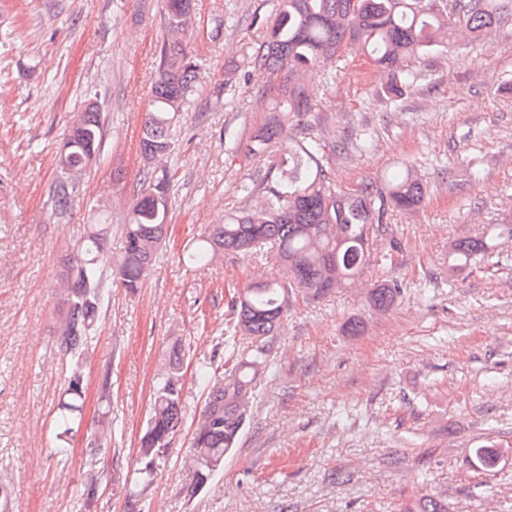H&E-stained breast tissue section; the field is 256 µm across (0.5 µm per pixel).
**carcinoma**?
Segmentation results:
<instances>
[{
    "mask_svg": "<svg viewBox=\"0 0 512 512\" xmlns=\"http://www.w3.org/2000/svg\"><path fill=\"white\" fill-rule=\"evenodd\" d=\"M194 7L192 0H161L164 37L156 56L150 107L142 120L139 188L122 225L121 253L111 272L100 270L96 254L106 245L112 225L86 224L59 273L57 343L73 357L81 356L94 339L108 283L115 278L126 293H137L168 235L175 122L193 101L200 75V64L184 44V35L194 25ZM511 19L512 0H455L449 10L440 0H275L272 18L249 46L243 69L271 80L279 77L282 83L270 91L272 115L251 136L248 154L259 162L268 160L269 147L283 142L288 127L315 110L316 95L306 77L314 72L324 81L331 78L336 59L348 44H359L368 60L388 74L384 92L400 97L422 80L419 60L453 48L458 30L486 39ZM106 122L92 100L74 113L71 133L56 152L61 176L53 206L59 213L67 211L85 171L99 164ZM326 164L321 140L288 143L284 157L270 162L262 178L243 186L248 206L204 231L189 254L192 263L205 265L219 254H262L269 246L273 251L263 257L265 263L289 271L286 281L270 271L230 293L224 347L232 363L207 381L205 407L193 432L188 486L192 495L210 483L237 448L256 379L267 366L266 339L274 335L291 299L325 300L367 270L392 260L398 242L390 217L413 211L425 200L423 178L410 167L391 171L384 181L369 180L351 191H336ZM506 240L512 241L509 221L493 225L489 234L454 244L450 264L477 270ZM403 293L401 286L383 282L372 290L368 303L373 310L386 312ZM64 392L68 400L56 419L61 435L71 430L82 405L80 369L71 371ZM183 418L180 374L173 366L154 392L141 437V471L150 473L160 464L168 438ZM111 438L112 420L102 416L91 444L102 448ZM474 456L475 466L486 472L499 464V451L490 440L474 449ZM407 512H447V506L426 494Z\"/></svg>",
    "mask_w": 512,
    "mask_h": 512,
    "instance_id": "cac0c4a2",
    "label": "carcinoma"
}]
</instances>
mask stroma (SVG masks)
I'll list each match as a JSON object with an SVG mask.
<instances>
[{
	"label": "stroma",
	"instance_id": "stroma-1",
	"mask_svg": "<svg viewBox=\"0 0 512 512\" xmlns=\"http://www.w3.org/2000/svg\"><path fill=\"white\" fill-rule=\"evenodd\" d=\"M158 8V0H0V483L12 487L11 512H128L134 498L142 512H402L428 493L448 512H512V241L480 270L448 264L453 243L512 217V26L420 60V86L399 98L384 95L355 49L337 60L334 81L319 84L315 112L289 133L329 145L332 187L348 191L407 165L423 176L426 198L391 217L401 242L391 265L329 301L292 304L268 342L236 452L191 497L185 463L205 404L201 372L224 356L225 294L249 282L255 260L221 255L195 267L185 252L242 205L257 170L244 146L266 117L268 80L244 78L238 65L256 35L251 20L266 21L272 0H197L186 41L202 79L179 119L170 240L137 294L109 288L78 362L54 335L57 275L97 203H108L112 224L104 254L122 248L163 38ZM88 95L107 115L104 161L59 214L56 151ZM224 129L238 147H225ZM361 131L375 138L372 153L335 150ZM386 280L405 292L378 313L368 297ZM352 319L363 322L355 336L345 331ZM178 340L184 421L144 484L140 439ZM74 365L84 401L61 439L55 422ZM104 413L112 440L93 453L88 436ZM486 438L502 456L492 472L472 462Z\"/></svg>",
	"mask_w": 512,
	"mask_h": 512
}]
</instances>
